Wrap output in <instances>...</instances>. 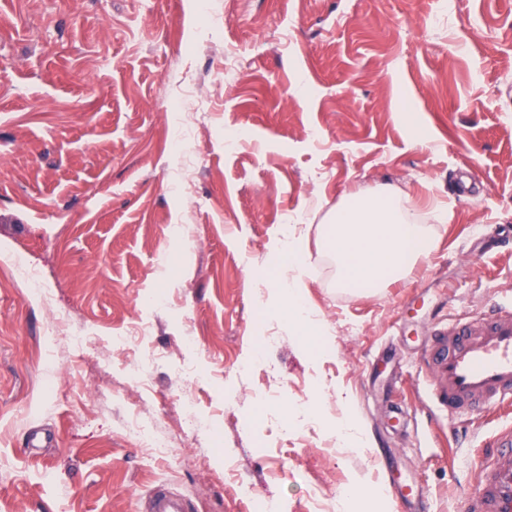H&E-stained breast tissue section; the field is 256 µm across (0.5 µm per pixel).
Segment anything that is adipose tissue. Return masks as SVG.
Listing matches in <instances>:
<instances>
[{
	"mask_svg": "<svg viewBox=\"0 0 512 512\" xmlns=\"http://www.w3.org/2000/svg\"><path fill=\"white\" fill-rule=\"evenodd\" d=\"M328 222L326 247L343 288L382 287L403 276L417 257L433 247L412 208L386 194L352 198ZM269 261L277 272L276 311L302 344L312 347L322 339L323 329L304 301V283L297 273L303 262L300 239L275 240Z\"/></svg>",
	"mask_w": 512,
	"mask_h": 512,
	"instance_id": "ef3b65f1",
	"label": "adipose tissue"
}]
</instances>
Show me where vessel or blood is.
Segmentation results:
<instances>
[{"label":"vessel or blood","instance_id":"obj_1","mask_svg":"<svg viewBox=\"0 0 512 512\" xmlns=\"http://www.w3.org/2000/svg\"><path fill=\"white\" fill-rule=\"evenodd\" d=\"M432 421L487 413L512 404V294L462 315L435 316L419 354ZM149 512H187L168 490L150 496ZM458 512H512V425L497 427Z\"/></svg>","mask_w":512,"mask_h":512}]
</instances>
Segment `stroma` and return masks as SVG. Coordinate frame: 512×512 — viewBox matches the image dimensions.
I'll list each match as a JSON object with an SVG mask.
<instances>
[{"label":"stroma","mask_w":512,"mask_h":512,"mask_svg":"<svg viewBox=\"0 0 512 512\" xmlns=\"http://www.w3.org/2000/svg\"><path fill=\"white\" fill-rule=\"evenodd\" d=\"M463 172L473 195L452 198ZM382 190L436 246L378 292L339 287L323 220ZM293 233L317 360L258 303ZM19 249L52 304L0 267V512H148L162 485L255 512L242 484L320 512L353 476L380 483V452L423 491L388 512H455L500 418L434 429L411 349L440 307L512 291V0H0V259ZM62 314L98 345L66 349ZM133 322L144 343L111 349ZM131 413L179 447L126 436ZM346 413L372 445L327 453Z\"/></svg>","instance_id":"1"}]
</instances>
